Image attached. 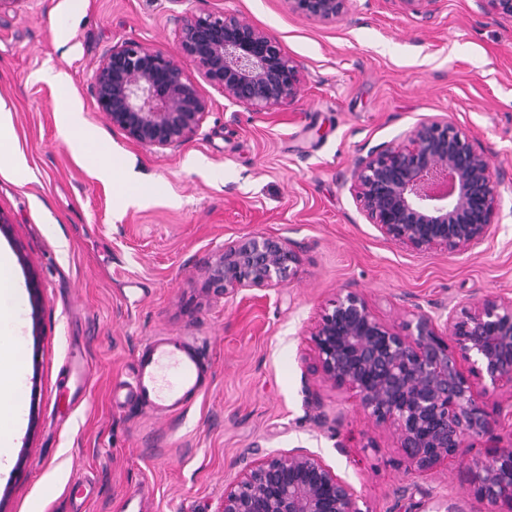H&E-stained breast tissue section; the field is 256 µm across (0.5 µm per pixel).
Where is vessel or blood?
I'll return each instance as SVG.
<instances>
[{
  "instance_id": "obj_1",
  "label": "vessel or blood",
  "mask_w": 512,
  "mask_h": 512,
  "mask_svg": "<svg viewBox=\"0 0 512 512\" xmlns=\"http://www.w3.org/2000/svg\"><path fill=\"white\" fill-rule=\"evenodd\" d=\"M129 390L143 407L176 418L202 390L201 351L194 343L155 338L136 356Z\"/></svg>"
}]
</instances>
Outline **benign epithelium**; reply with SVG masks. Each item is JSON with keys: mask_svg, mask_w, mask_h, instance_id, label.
Segmentation results:
<instances>
[{"mask_svg": "<svg viewBox=\"0 0 512 512\" xmlns=\"http://www.w3.org/2000/svg\"><path fill=\"white\" fill-rule=\"evenodd\" d=\"M298 15L334 21L349 0H284ZM485 13L512 19V0H475ZM181 61L138 41L100 57L89 90L98 111L132 141L175 150L199 131L208 101L185 73L198 69L232 104L268 109L294 99L301 65L265 30L222 12L182 17ZM498 174L481 146L451 120L427 119L397 144L354 163L350 190L361 212L388 239L424 251L466 253L485 242L499 215ZM298 253L280 237L254 234L224 246L209 282L220 291L270 288L290 280ZM438 317L421 309L388 326L365 298L348 291L308 330L313 372L333 388L356 392L376 424L389 427L410 470L433 472L465 440L512 421V299L486 297ZM469 365L464 373L462 364ZM474 493L512 512V452L475 456ZM221 512H362L352 486L306 448L257 460L224 489Z\"/></svg>", "mask_w": 512, "mask_h": 512, "instance_id": "benign-epithelium-1", "label": "benign epithelium"}]
</instances>
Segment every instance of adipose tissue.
Instances as JSON below:
<instances>
[{
    "label": "adipose tissue",
    "mask_w": 512,
    "mask_h": 512,
    "mask_svg": "<svg viewBox=\"0 0 512 512\" xmlns=\"http://www.w3.org/2000/svg\"><path fill=\"white\" fill-rule=\"evenodd\" d=\"M12 259L0 248V473L11 464L13 439L23 413L15 395L24 375L20 357L23 293L11 274Z\"/></svg>",
    "instance_id": "obj_1"
}]
</instances>
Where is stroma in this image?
<instances>
[{
  "mask_svg": "<svg viewBox=\"0 0 512 512\" xmlns=\"http://www.w3.org/2000/svg\"><path fill=\"white\" fill-rule=\"evenodd\" d=\"M238 15L276 36L303 68L293 101L248 110L207 82L198 134L174 151L129 140L88 86L105 49L136 40L172 54L182 16ZM69 85L60 98L48 72ZM0 246L24 304L23 425L0 474V512H220L224 490L255 460L306 448L351 484L361 512H430L471 495L469 460L512 449V427L467 439L434 473L407 470L388 427L354 392L312 370L307 329L347 291L397 326L404 310L462 309L512 298V19L474 0H440L433 17L402 0H351L333 22L285 0H20L0 11ZM127 159L126 179L158 195L121 202L117 185L63 133ZM455 122L501 174L496 232L463 254L388 240L351 193L357 156L419 122ZM22 163H15V156ZM261 233L297 250L294 279L231 293L208 285L225 243ZM197 342L204 388L171 420L126 400L141 345ZM83 493L69 492L72 483Z\"/></svg>",
  "mask_w": 512,
  "mask_h": 512,
  "instance_id": "1",
  "label": "stroma"
}]
</instances>
